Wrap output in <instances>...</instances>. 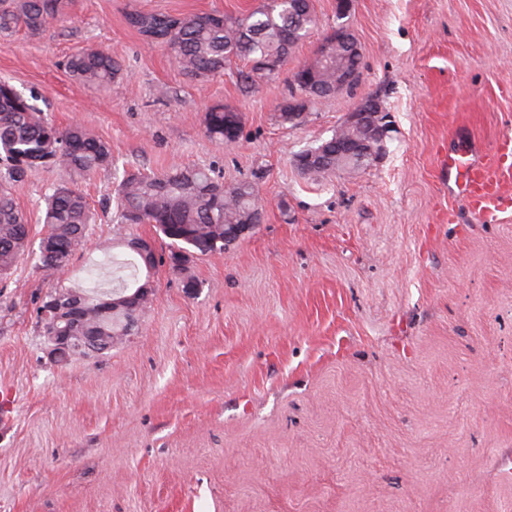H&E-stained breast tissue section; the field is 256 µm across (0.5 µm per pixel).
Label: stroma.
Listing matches in <instances>:
<instances>
[{"label":"stroma","instance_id":"obj_1","mask_svg":"<svg viewBox=\"0 0 512 512\" xmlns=\"http://www.w3.org/2000/svg\"><path fill=\"white\" fill-rule=\"evenodd\" d=\"M259 0H68L63 22L0 37V80L59 127L111 148L90 178L39 171L12 192L31 242L44 199L70 182L94 214L68 285L100 286L124 173L212 170L252 182L260 224L188 272L168 267L138 327L112 349L58 362L37 319L54 287L25 256L0 287V512H512V207L484 220L449 199L448 153L512 135V0H354L353 89L280 118L316 25L275 77L245 62L195 78L129 13L240 16ZM122 58L102 91L67 59ZM366 97L393 132L382 160L323 180L293 155ZM217 104L236 141L209 137ZM206 130L209 136L220 142L235 141L241 133V117L238 112L226 106H215L205 115ZM226 129H233L234 136L225 135Z\"/></svg>","mask_w":512,"mask_h":512}]
</instances>
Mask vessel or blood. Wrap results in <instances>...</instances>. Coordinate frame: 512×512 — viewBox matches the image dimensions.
<instances>
[{"label": "vessel or blood", "mask_w": 512, "mask_h": 512, "mask_svg": "<svg viewBox=\"0 0 512 512\" xmlns=\"http://www.w3.org/2000/svg\"><path fill=\"white\" fill-rule=\"evenodd\" d=\"M493 166L507 175H512L511 137L501 140L488 161L474 160L462 152H454L448 156V169L457 174L464 201L481 216L494 215L503 208L489 177V169Z\"/></svg>", "instance_id": "b4317fda"}]
</instances>
